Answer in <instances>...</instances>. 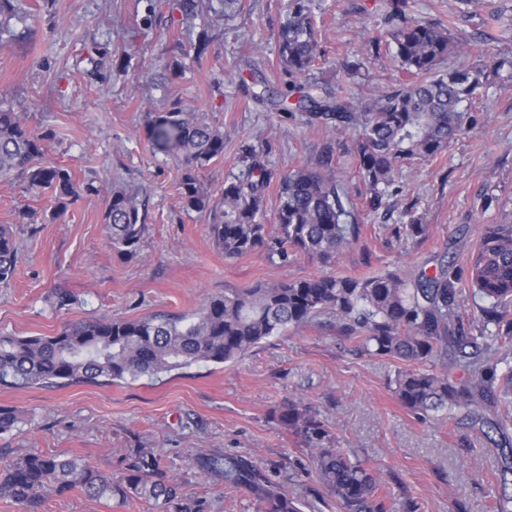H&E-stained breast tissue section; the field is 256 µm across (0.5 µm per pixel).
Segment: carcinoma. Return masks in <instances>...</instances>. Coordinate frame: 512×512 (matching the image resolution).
I'll return each mask as SVG.
<instances>
[{
    "mask_svg": "<svg viewBox=\"0 0 512 512\" xmlns=\"http://www.w3.org/2000/svg\"><path fill=\"white\" fill-rule=\"evenodd\" d=\"M384 24V33L364 43L370 51L383 41L393 46L407 82L361 104L306 82L307 91L296 102V110L311 124L319 123L333 134L358 131L352 151L373 209L393 186L398 165L435 156L464 131L469 115L463 103L473 98L485 78L482 69H441L467 42L438 19L411 16L408 0H390ZM278 41L288 74L304 79L317 59V44L303 0H293ZM144 131L154 149L181 162L182 205L207 217L210 234L227 259L267 250L328 262L363 233L344 183L330 170L329 154L320 167H297L282 175L271 235L259 216L272 173L256 154L224 181L216 199L204 188L201 173L224 157L223 133L202 114L179 105L148 113ZM46 140L29 130L19 113L0 105V181L19 180L32 190L51 191L55 216L60 217L80 198L81 187L67 167L46 159ZM104 219L112 249L134 254L145 231L138 193L112 191ZM17 263L13 233L1 225V286L10 283ZM468 281L472 295L488 302L481 315L483 328H496L490 336L472 335L462 312V273L442 260L433 272L423 270L413 280L396 270L369 277L316 275L226 289L191 315L81 321L53 336H0V386L124 384L192 365L234 362L291 327L331 315L336 328L361 352L409 364L439 362L446 367L452 360L467 368L470 378L464 383L451 380L445 371L400 370L395 394L418 416L468 408L473 422L489 425L501 437L505 477L512 475V371L499 376L478 351L493 356L512 349V224L485 225L469 261ZM485 405L505 409L508 418H485L479 413ZM282 421L307 441L327 434L321 422L295 403L288 404ZM313 464L341 512H387L376 495L379 474L358 457L333 445L321 446ZM201 467L221 476L229 489L252 490L258 512H301L283 485L265 478L246 460L213 456L203 459ZM76 488L98 500L123 502L136 496L154 501L161 512H202L199 502L183 498L175 481L160 476L158 458L145 448L118 479L77 457L40 452L28 453L0 471V495L20 504L23 512H43L47 498Z\"/></svg>",
    "mask_w": 512,
    "mask_h": 512,
    "instance_id": "carcinoma-1",
    "label": "carcinoma"
}]
</instances>
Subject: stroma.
<instances>
[{"mask_svg":"<svg viewBox=\"0 0 512 512\" xmlns=\"http://www.w3.org/2000/svg\"><path fill=\"white\" fill-rule=\"evenodd\" d=\"M186 23L179 0H24L0 29V105L47 134L46 157L67 166L83 195L52 218L50 192L0 181V225L12 228L16 273L0 286V336H51L70 322L189 315L207 296L259 282L333 274H418L439 257L469 262L487 224L512 223V0H409L416 17L449 22L469 46L452 59L489 73L468 110L476 120L437 156L396 173L385 203L372 209L357 159L344 152L353 132L332 134L301 114L273 110L263 91L296 100L277 42L291 0H242L215 17L219 0ZM314 21L313 79L361 103L397 85L392 51L360 50L362 34L383 29L384 0H304ZM210 43L193 59L199 30ZM357 70H337L339 59ZM178 62L180 76L165 65ZM202 113L224 135V156L202 173L213 197L254 150L274 175L318 166L332 148L363 236L335 260L281 259L257 251L225 259L199 213L179 194L181 166L156 151L146 114L175 102ZM139 193L147 210L138 251L115 253L103 220L116 188ZM425 235L401 237L408 219ZM66 289L70 306H56ZM400 368L389 357L359 353L320 316L269 338L236 362L195 365L122 386L14 389L0 386V407L18 416L0 434V468L30 452L77 456L119 476L138 449L153 451L167 477L203 512H257L253 494L227 489L203 471V456L248 459L283 484L302 512H339L313 471L311 450L281 422L289 402L306 408L341 447L380 473L388 512H494L502 483L499 437L472 424L465 409L419 420L393 392ZM45 512H157L131 497L103 503L74 490L49 497Z\"/></svg>","mask_w":512,"mask_h":512,"instance_id":"obj_1","label":"stroma"}]
</instances>
